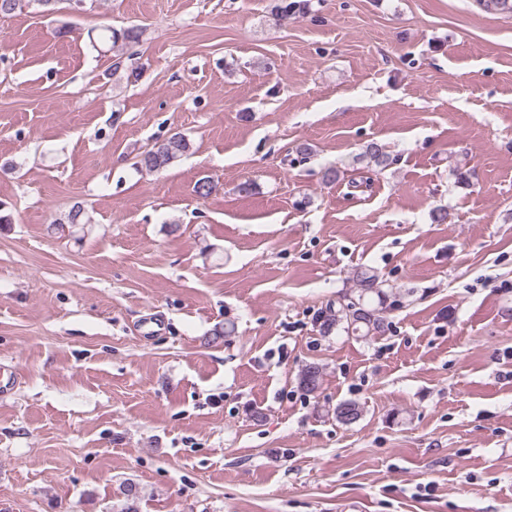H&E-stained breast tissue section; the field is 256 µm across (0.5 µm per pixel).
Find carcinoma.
<instances>
[{"label":"carcinoma","instance_id":"obj_1","mask_svg":"<svg viewBox=\"0 0 512 512\" xmlns=\"http://www.w3.org/2000/svg\"><path fill=\"white\" fill-rule=\"evenodd\" d=\"M141 31L137 27L117 30L110 27L101 28L100 39L110 44V49L119 48L125 55V61L129 62L127 68L131 74H136L138 67L134 66L137 52L134 47L139 43ZM189 150V142L181 133H174L162 140H157L146 150L138 155L136 166L148 172H160L177 164ZM364 155L368 156L376 165H388L389 156L383 146L371 142L365 147ZM62 224H89L91 217L85 209L74 204ZM357 282L354 295L339 306L327 307L320 317V332L328 335L332 330H340L353 336L367 337L380 333L384 327V319L381 316L383 305L386 304L388 295L381 288L377 275L368 269H357L353 273ZM322 367L317 363L305 365L297 376V384L302 392L307 395L316 393L320 387ZM362 414V407L355 401H344L334 409L336 420L349 424Z\"/></svg>","mask_w":512,"mask_h":512}]
</instances>
